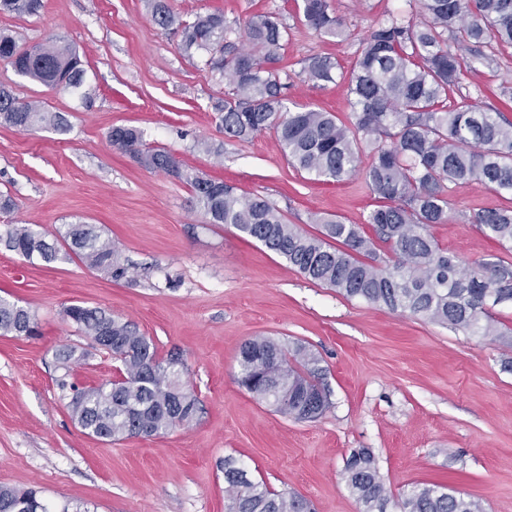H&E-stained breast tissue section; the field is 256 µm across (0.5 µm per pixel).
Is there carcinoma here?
<instances>
[{
	"label": "carcinoma",
	"instance_id": "cac0c4a2",
	"mask_svg": "<svg viewBox=\"0 0 512 512\" xmlns=\"http://www.w3.org/2000/svg\"><path fill=\"white\" fill-rule=\"evenodd\" d=\"M150 5L154 22L178 31L180 49L189 56L201 54L229 88L221 116L225 135L246 140L271 130L289 162L328 181L356 173L366 151L371 162L363 176L382 205L369 212L364 226L318 217L320 234H308L286 223L268 199L193 174L163 149L143 148L134 128L108 132L114 150L186 183L204 223L235 227L313 282L455 331L512 341L495 317L497 309L512 307V263L464 268L431 232L448 221L449 183L472 182L512 194V121L457 94L475 59L482 57L478 48L512 45V0H420L418 17L394 16L367 31L350 70H339L325 57H309L306 79L346 86L352 107L348 125L330 112L288 106L280 68L288 27L279 14H250L234 27L220 13L185 20L168 0H150ZM43 7V0H0V13L16 17L37 15ZM300 9L305 24L319 35L346 36L329 0H302ZM0 61L46 88L89 95L79 50L63 39L24 48L1 31ZM0 123L22 132L70 130L64 114L5 88H0ZM467 220L501 248L512 249V209H478ZM0 244L28 261L76 258L114 280L128 273L118 248L93 224H69L52 240L46 232L6 224ZM65 314L94 345L112 337V358L121 376L97 387L70 386L69 410L87 434L110 444L193 422L198 400L182 383L181 359L160 358L133 323L103 308L73 304ZM0 332L32 336L37 323L29 309L1 296ZM238 382L253 398L295 421H314L332 407L320 359L302 343L266 336L246 340ZM344 478L362 512H388L391 506L396 512H484L479 501L435 484L415 485L392 500L366 449L349 456ZM224 479L228 512H310L304 497L250 479L232 459L224 461ZM0 512L49 510L34 490L0 487Z\"/></svg>",
	"mask_w": 512,
	"mask_h": 512
}]
</instances>
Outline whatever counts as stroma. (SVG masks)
<instances>
[{
    "instance_id": "1",
    "label": "stroma",
    "mask_w": 512,
    "mask_h": 512,
    "mask_svg": "<svg viewBox=\"0 0 512 512\" xmlns=\"http://www.w3.org/2000/svg\"><path fill=\"white\" fill-rule=\"evenodd\" d=\"M300 0H169L191 18L228 23L273 11L288 26L281 66L290 102L349 120L340 83H313L309 56L349 69L369 27L417 13V0H330L348 36L318 35ZM0 29L28 47L59 37L84 54L88 99L54 93L0 62V84L67 116L71 130L36 133L0 125V193L16 201L0 225L53 233L96 225L127 259L114 281L77 261L29 262L0 247V296L35 314L39 333L0 335V487L32 488L51 512H226L224 460L233 458L272 490L298 493L315 512H360L342 471L371 451L387 489L440 484L512 512V345L345 298L312 282L260 243L206 224L186 184L112 149L115 126L140 130L146 146L240 193L267 197L285 221L314 234V216L364 224L376 199L361 174L314 179L288 164L273 132L227 138L219 108L228 93L200 57L157 26L147 0H44L33 17L0 14ZM512 46L476 62L461 92L512 119ZM442 249L469 266L512 253L465 218L512 208V194L475 183L448 187ZM72 304L101 307L134 323L160 357L179 356L199 399L196 421L111 445L72 418L56 380V355L89 341L66 320ZM255 336L299 341L326 370L332 406L298 422L273 412L236 381L241 345Z\"/></svg>"
}]
</instances>
